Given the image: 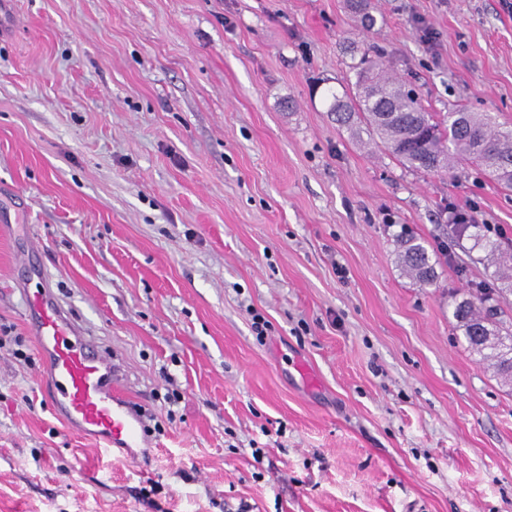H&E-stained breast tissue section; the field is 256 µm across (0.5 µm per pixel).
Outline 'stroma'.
Returning a JSON list of instances; mask_svg holds the SVG:
<instances>
[{
	"label": "stroma",
	"mask_w": 512,
	"mask_h": 512,
	"mask_svg": "<svg viewBox=\"0 0 512 512\" xmlns=\"http://www.w3.org/2000/svg\"><path fill=\"white\" fill-rule=\"evenodd\" d=\"M373 3L366 30L346 0H11L0 512H512V385L452 316L497 267L448 212L512 255V191L407 171L328 113L350 40L429 111L512 128V0ZM404 230L433 285L400 268ZM46 286L155 415L147 467L38 389L23 293ZM453 205V212H456L455 220L456 222H464L468 224H454L457 236L459 239L463 240L465 237L468 239H473V246L482 247L490 257H495L499 254L501 250V243L497 241L486 240L482 238L478 233L471 232V228L477 229L479 224H473L474 217L471 214L472 210L467 209L465 207Z\"/></svg>",
	"instance_id": "35a3bbf8"
}]
</instances>
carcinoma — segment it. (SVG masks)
I'll return each mask as SVG.
<instances>
[{
    "label": "carcinoma",
    "instance_id": "carcinoma-1",
    "mask_svg": "<svg viewBox=\"0 0 512 512\" xmlns=\"http://www.w3.org/2000/svg\"><path fill=\"white\" fill-rule=\"evenodd\" d=\"M350 12L369 28L375 18L371 0H347ZM349 70L355 81L351 90L331 94L328 112L336 124L348 130H364L370 142L386 151L410 172L438 173L471 164L512 190V129L499 127L490 112L462 108L429 112L418 90L390 72L384 57L369 48L351 50ZM476 224H457L459 239H472L491 257L501 244L486 240ZM397 259L403 271L421 285L433 284L435 263L424 241L409 234L396 236ZM494 288L480 285L470 296L455 303L453 317L468 347L491 360L504 380L512 381V331L492 320L496 308L489 304Z\"/></svg>",
    "mask_w": 512,
    "mask_h": 512
}]
</instances>
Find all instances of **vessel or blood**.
Masks as SVG:
<instances>
[{"label": "vessel or blood", "mask_w": 512, "mask_h": 512, "mask_svg": "<svg viewBox=\"0 0 512 512\" xmlns=\"http://www.w3.org/2000/svg\"><path fill=\"white\" fill-rule=\"evenodd\" d=\"M26 321L42 360L38 384L66 427L109 450L139 447L141 415L121 388L115 356L75 326L50 289L27 295Z\"/></svg>", "instance_id": "obj_1"}]
</instances>
